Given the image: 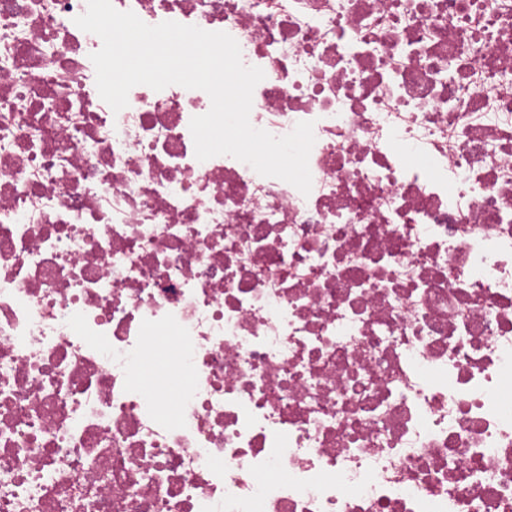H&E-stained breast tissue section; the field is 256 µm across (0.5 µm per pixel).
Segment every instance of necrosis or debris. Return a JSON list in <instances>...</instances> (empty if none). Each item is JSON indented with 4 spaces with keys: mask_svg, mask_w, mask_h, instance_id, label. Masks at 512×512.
<instances>
[{
    "mask_svg": "<svg viewBox=\"0 0 512 512\" xmlns=\"http://www.w3.org/2000/svg\"><path fill=\"white\" fill-rule=\"evenodd\" d=\"M112 4L232 36L312 188L0 0V512H512V0Z\"/></svg>",
    "mask_w": 512,
    "mask_h": 512,
    "instance_id": "obj_1",
    "label": "necrosis or debris"
}]
</instances>
